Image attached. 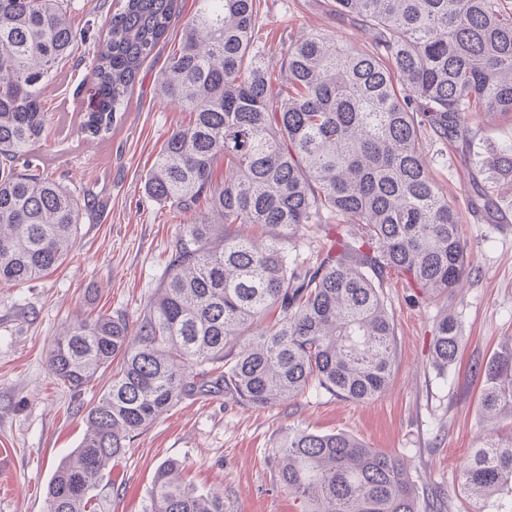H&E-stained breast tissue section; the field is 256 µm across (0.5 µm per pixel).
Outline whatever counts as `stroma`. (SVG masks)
Listing matches in <instances>:
<instances>
[{
  "instance_id": "obj_1",
  "label": "stroma",
  "mask_w": 512,
  "mask_h": 512,
  "mask_svg": "<svg viewBox=\"0 0 512 512\" xmlns=\"http://www.w3.org/2000/svg\"><path fill=\"white\" fill-rule=\"evenodd\" d=\"M71 2L81 34L70 63L43 93L45 112L64 128L51 130L38 149L50 173L72 191L92 194L95 205L59 268L26 284H0V452L9 462L0 473V512H45L53 473L81 442L85 409L105 385L94 381L78 395L61 387L47 370L54 337L89 312L136 320L162 280L182 222L170 203L146 194L144 183L168 133L185 120L160 101L156 84L196 0H180V22L144 63L128 111L105 141L81 134L78 121L96 105L88 64L111 7L104 0ZM308 32L357 47L368 39L351 17L336 14L333 0H262L258 37L272 74L280 72L282 42ZM424 152L439 188L463 208L473 172L461 150L428 141ZM495 199V219L462 215L470 272L453 296L417 302L402 283L384 286L397 361L379 397L354 402L313 386L274 408L247 407L224 394L184 400L113 461L105 512H142L155 472L167 461L179 462L182 478L199 492H223L224 512H305L271 460L291 428L345 433L404 459L418 512H429L435 499L444 512H475L476 499L459 478L481 431L484 379L475 367L512 342V183L498 184ZM445 311L459 321L463 341L456 364L441 372L430 348L435 320Z\"/></svg>"
}]
</instances>
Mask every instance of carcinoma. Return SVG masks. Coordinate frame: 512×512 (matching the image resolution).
Here are the masks:
<instances>
[{
	"label": "carcinoma",
	"instance_id": "cac0c4a2",
	"mask_svg": "<svg viewBox=\"0 0 512 512\" xmlns=\"http://www.w3.org/2000/svg\"><path fill=\"white\" fill-rule=\"evenodd\" d=\"M509 0H335L369 35L361 48L311 34L283 47L273 84L257 39L260 0H197L157 92L189 114L171 131L147 193L191 221L170 244L154 297L135 324L74 320L54 338L49 373L73 393L103 375L87 432L48 485L46 512H96L109 462L188 397L231 395L251 407L297 399L313 384L352 401L385 388L396 363L384 283L423 300L469 273L460 216L435 183L423 143L464 149L487 184L470 211L495 217L489 185L512 183V142L485 157L475 116L512 113ZM65 0H0V283L37 280L64 263L90 199L46 173L37 144L44 89L71 59ZM180 14L179 0H116L90 64L97 103L82 134L104 139L124 116L144 62ZM224 182L213 183L218 162ZM359 224L307 259L288 244L304 224ZM250 226L258 236L239 234ZM443 313L433 366L461 345ZM482 420L512 424V345L483 369ZM279 482L308 512H416L403 459L344 434L290 430L272 450ZM160 465L143 512H224ZM476 512H512V434L485 435L461 470Z\"/></svg>",
	"mask_w": 512,
	"mask_h": 512
}]
</instances>
